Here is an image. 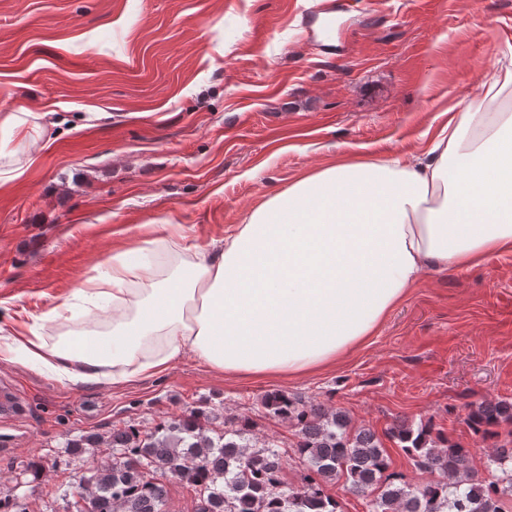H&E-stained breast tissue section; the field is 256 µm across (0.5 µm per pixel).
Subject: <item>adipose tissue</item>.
Listing matches in <instances>:
<instances>
[{
    "mask_svg": "<svg viewBox=\"0 0 512 512\" xmlns=\"http://www.w3.org/2000/svg\"><path fill=\"white\" fill-rule=\"evenodd\" d=\"M480 102L449 120L424 156L347 163L296 180L201 253L163 236L165 263L112 258L78 296L111 310L112 329L0 336L72 383H124L182 354L227 375L296 377L376 335L431 268L468 270L512 254V44Z\"/></svg>",
    "mask_w": 512,
    "mask_h": 512,
    "instance_id": "ef3b65f1",
    "label": "adipose tissue"
}]
</instances>
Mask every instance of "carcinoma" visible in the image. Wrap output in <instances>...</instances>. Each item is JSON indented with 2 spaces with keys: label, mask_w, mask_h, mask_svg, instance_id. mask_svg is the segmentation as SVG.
Listing matches in <instances>:
<instances>
[{
  "label": "carcinoma",
  "mask_w": 512,
  "mask_h": 512,
  "mask_svg": "<svg viewBox=\"0 0 512 512\" xmlns=\"http://www.w3.org/2000/svg\"><path fill=\"white\" fill-rule=\"evenodd\" d=\"M265 413L291 421L297 428L295 452L306 463L302 488H281L283 455L266 442L252 450L251 424L217 434L190 411L162 420L148 430L134 425L114 427L109 435H83L68 440L74 454L104 444L112 464L80 479L77 495L87 512H164L166 490L155 474L169 471L186 480L200 498L198 512H339L325 483L345 479L354 494L380 490L372 512H505L512 498V440L499 443L498 427L512 423V403L483 402L471 408L468 421L484 440L493 441L488 455L491 478L472 470V449L450 444L433 434L430 423L394 424V440L420 471L438 479L414 484L389 472V457L377 434L354 430L345 413L329 412L300 397L273 392L261 401ZM0 512H28L18 494L0 496Z\"/></svg>",
  "instance_id": "carcinoma-1"
}]
</instances>
